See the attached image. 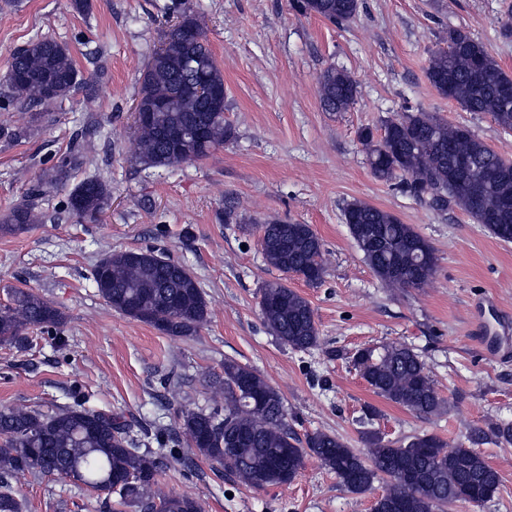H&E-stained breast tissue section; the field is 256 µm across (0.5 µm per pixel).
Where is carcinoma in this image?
Returning <instances> with one entry per match:
<instances>
[{
  "label": "carcinoma",
  "instance_id": "carcinoma-1",
  "mask_svg": "<svg viewBox=\"0 0 512 512\" xmlns=\"http://www.w3.org/2000/svg\"><path fill=\"white\" fill-rule=\"evenodd\" d=\"M296 11L345 25L357 15L360 0H293ZM171 11L186 24L198 17L192 0H172ZM427 79L443 97L466 112H486L504 131H512V76L479 40L448 29V47L431 52ZM224 90L205 32L188 35L180 24L166 33L141 80L138 104L151 115L135 127L134 159L147 168L170 172L208 157L231 137L224 120V99L198 96L202 82ZM87 83L63 44L36 38L16 50L7 72L11 102L41 106L65 98ZM321 107L345 112L357 100L359 86L345 69L330 66L317 79ZM196 125L181 141L167 133ZM377 139L369 128L359 138L374 178L431 208L455 206L497 238L512 241V159L487 144L468 126L426 111H406L382 123ZM70 160L33 183L23 200L0 217V234H17L40 223L44 186L68 177ZM111 191L99 178L81 182L69 195L76 217L96 221L108 209ZM351 237L366 264L395 292L424 287L437 267L428 240L392 213L363 201L343 209ZM260 246L268 264L284 274L316 285L325 274L323 244L308 224L271 219L260 225ZM99 295L114 311L150 324L170 336H192L208 320L204 292L188 268L153 250L130 249L103 257L94 267ZM264 322L284 345L306 350L319 341L314 310L288 283L270 281L260 290ZM62 324L52 301L17 288L0 304V345L22 349L29 333L56 334ZM354 365L374 393L421 417L438 413L443 400L425 363L410 348L391 345L376 354L364 348ZM224 408L185 411L178 434L213 466L230 469L245 485L290 483L305 458L316 457L336 473L345 490L364 493L375 480L389 478L373 512H442L456 502L481 503L497 492L498 472L474 446L495 440L512 445V424L474 427L470 446H450L432 435L389 440L376 430L363 432L366 451L349 447L332 433L316 431L300 439L289 427L280 394L252 368L224 361V379L216 382ZM73 403L43 412L27 406L0 410V512H21L12 479L25 471L69 478L108 495L118 504L157 512H202L190 497L166 495L156 482L161 456L142 447L121 417L86 407L79 391Z\"/></svg>",
  "mask_w": 512,
  "mask_h": 512
}]
</instances>
